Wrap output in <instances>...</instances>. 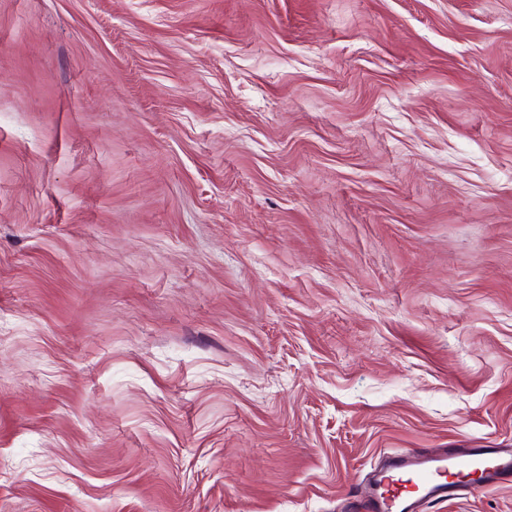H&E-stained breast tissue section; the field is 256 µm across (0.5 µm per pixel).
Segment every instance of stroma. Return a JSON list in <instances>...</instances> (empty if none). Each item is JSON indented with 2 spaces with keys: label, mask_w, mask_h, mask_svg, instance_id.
I'll return each mask as SVG.
<instances>
[{
  "label": "stroma",
  "mask_w": 512,
  "mask_h": 512,
  "mask_svg": "<svg viewBox=\"0 0 512 512\" xmlns=\"http://www.w3.org/2000/svg\"><path fill=\"white\" fill-rule=\"evenodd\" d=\"M422 448H512V0H0V512Z\"/></svg>",
  "instance_id": "obj_1"
}]
</instances>
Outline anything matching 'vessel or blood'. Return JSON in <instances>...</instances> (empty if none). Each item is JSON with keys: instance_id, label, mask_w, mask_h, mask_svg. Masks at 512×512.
<instances>
[{"instance_id": "vessel-or-blood-1", "label": "vessel or blood", "mask_w": 512, "mask_h": 512, "mask_svg": "<svg viewBox=\"0 0 512 512\" xmlns=\"http://www.w3.org/2000/svg\"><path fill=\"white\" fill-rule=\"evenodd\" d=\"M512 482V450L451 448L391 456L372 478L366 512H418L428 501Z\"/></svg>"}]
</instances>
